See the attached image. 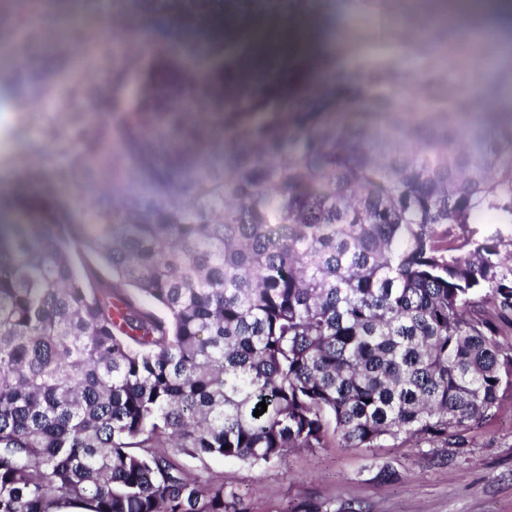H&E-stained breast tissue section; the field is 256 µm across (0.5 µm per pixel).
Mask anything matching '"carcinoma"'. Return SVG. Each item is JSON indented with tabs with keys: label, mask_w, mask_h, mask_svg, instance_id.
<instances>
[{
	"label": "carcinoma",
	"mask_w": 512,
	"mask_h": 512,
	"mask_svg": "<svg viewBox=\"0 0 512 512\" xmlns=\"http://www.w3.org/2000/svg\"><path fill=\"white\" fill-rule=\"evenodd\" d=\"M291 2L135 0L189 30ZM188 47L216 77L184 75L167 43L142 99L106 88L111 125L70 104L44 139L78 196H21L25 222L0 227V512H245L176 456L460 450L512 394V125L463 128L471 101L450 79L382 152L330 116L403 111L428 66L389 92L363 70L299 96L281 68L243 85L244 53ZM179 101L219 115L221 139ZM116 140L152 190L105 203ZM215 144L231 160L197 173ZM485 215L499 228L476 240Z\"/></svg>",
	"instance_id": "obj_1"
}]
</instances>
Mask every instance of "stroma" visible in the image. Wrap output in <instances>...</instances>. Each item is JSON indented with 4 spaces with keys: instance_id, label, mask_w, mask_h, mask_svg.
I'll return each instance as SVG.
<instances>
[{
    "instance_id": "obj_1",
    "label": "stroma",
    "mask_w": 512,
    "mask_h": 512,
    "mask_svg": "<svg viewBox=\"0 0 512 512\" xmlns=\"http://www.w3.org/2000/svg\"><path fill=\"white\" fill-rule=\"evenodd\" d=\"M68 0H0V47L15 41L18 22L36 33L28 59H0V100L16 111L0 122V224L22 222L14 205L21 188L46 190L73 201L76 189L58 183L41 137L48 123H67L62 99L73 76L92 87L123 75L122 92L135 100L158 45L166 17L135 11L130 0H81L67 21ZM429 0H310L289 25L313 37L323 51L311 75L334 77L368 68L392 86L396 69L411 70L418 55L410 39L427 30ZM137 32H129L130 22ZM464 452L422 442L382 440L369 450L316 448L288 452L281 460L250 464L236 459L180 456L192 476H221L247 512H512V396L495 419L466 435ZM391 477H383L382 467Z\"/></svg>"
}]
</instances>
